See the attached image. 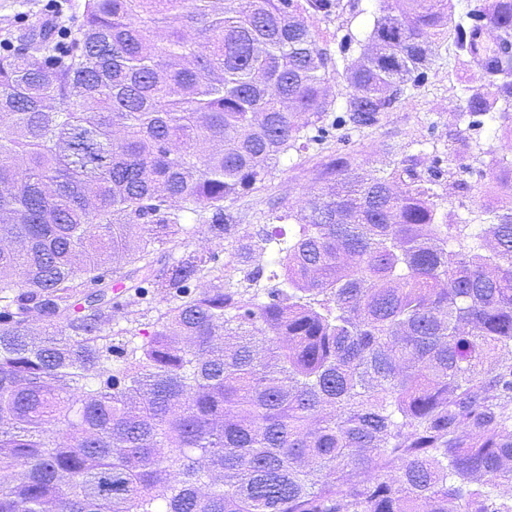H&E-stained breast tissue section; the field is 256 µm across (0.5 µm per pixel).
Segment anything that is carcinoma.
<instances>
[{
  "mask_svg": "<svg viewBox=\"0 0 512 512\" xmlns=\"http://www.w3.org/2000/svg\"><path fill=\"white\" fill-rule=\"evenodd\" d=\"M344 8L83 0L0 55V512H512V209L342 159L290 233L224 218L339 75L370 127L448 42L469 126L512 112V0H389L351 61L308 24Z\"/></svg>",
  "mask_w": 512,
  "mask_h": 512,
  "instance_id": "cac0c4a2",
  "label": "carcinoma"
}]
</instances>
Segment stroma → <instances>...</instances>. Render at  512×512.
<instances>
[{"instance_id": "35a3bbf8", "label": "stroma", "mask_w": 512, "mask_h": 512, "mask_svg": "<svg viewBox=\"0 0 512 512\" xmlns=\"http://www.w3.org/2000/svg\"><path fill=\"white\" fill-rule=\"evenodd\" d=\"M354 9L331 19H314L310 25L321 46L337 49L341 39L369 30L379 13L380 0H353ZM82 0H29L15 6L0 0V54L20 44L35 19L62 10L68 17L81 15ZM482 72L475 65L458 69V84L448 83L447 66L428 73L414 97L399 100L373 127L362 131L334 130L324 144L289 151L266 179L232 201L225 202L230 223L256 231L268 223L272 204L294 214L308 212L311 202L338 181L335 160L348 158L354 168L390 171L414 166L422 177L440 171L434 190L438 219L450 224L469 212L512 208V195L501 185L512 182V119L503 122L495 136L468 129L459 110L461 88L475 89ZM484 151L492 160L485 173L472 171L473 155Z\"/></svg>"}]
</instances>
